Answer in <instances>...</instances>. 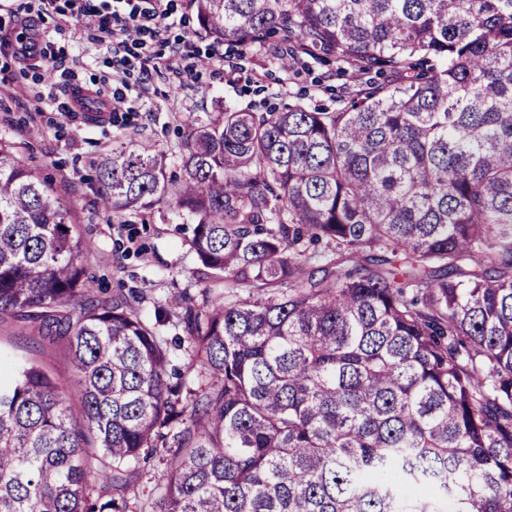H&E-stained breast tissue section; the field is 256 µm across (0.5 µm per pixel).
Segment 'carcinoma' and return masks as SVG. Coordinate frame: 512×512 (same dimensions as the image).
<instances>
[{
  "label": "carcinoma",
  "mask_w": 512,
  "mask_h": 512,
  "mask_svg": "<svg viewBox=\"0 0 512 512\" xmlns=\"http://www.w3.org/2000/svg\"><path fill=\"white\" fill-rule=\"evenodd\" d=\"M216 42L360 77L329 110L224 104L179 151L97 164L114 214L172 210L224 291L170 319L103 297L92 254L0 138V322L78 379L0 363V512H512V0H196ZM183 176L169 180L168 162ZM165 471V465L156 458L145 467L141 468V471L133 477L130 495L134 492H141L144 487L151 488L157 482L163 483V474ZM151 478V479H150ZM151 481V483H149Z\"/></svg>",
  "instance_id": "obj_1"
}]
</instances>
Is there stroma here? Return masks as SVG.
Listing matches in <instances>:
<instances>
[{
    "mask_svg": "<svg viewBox=\"0 0 512 512\" xmlns=\"http://www.w3.org/2000/svg\"><path fill=\"white\" fill-rule=\"evenodd\" d=\"M173 24L167 42H192L202 62L193 72L142 75L138 61L127 67L125 83L130 111L117 112L109 124L88 125L70 109L73 86L83 85L112 96L114 63L110 52L97 44V28L84 27L78 43L57 34V12L34 17L30 25L43 40L46 56L63 57L66 74L52 95L34 101L42 91L44 69L40 62L20 61L12 48L0 46V137L20 145L24 160L36 168L69 209L93 252L87 274L108 293H136L138 307L152 315L160 302H170L188 290L199 294L209 288L219 292L223 283L210 279L184 243V225L135 212L113 215L99 203L96 165L111 151L119 132H136L167 152L177 150L182 136V117L209 120L220 105L232 102L261 110L264 100L285 105L299 92L312 103L335 107L338 91H353L359 79L353 70L325 65L310 57L284 63L283 35L268 38L264 47L238 56L228 45L214 42L199 26L194 0H171ZM221 52L230 67L219 70L207 58ZM0 356L34 360L58 379L74 383L76 373L63 344L35 334H20L15 322L0 323Z\"/></svg>",
    "mask_w": 512,
    "mask_h": 512,
    "instance_id": "35a3bbf8",
    "label": "stroma"
}]
</instances>
